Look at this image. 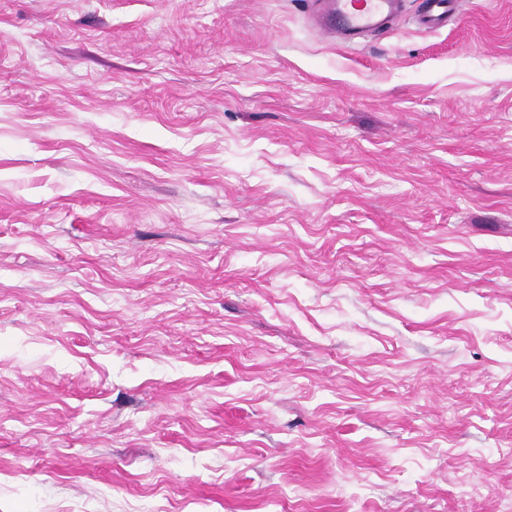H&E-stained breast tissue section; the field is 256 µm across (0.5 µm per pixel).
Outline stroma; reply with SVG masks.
<instances>
[{"label":"stroma","mask_w":512,"mask_h":512,"mask_svg":"<svg viewBox=\"0 0 512 512\" xmlns=\"http://www.w3.org/2000/svg\"><path fill=\"white\" fill-rule=\"evenodd\" d=\"M0 0V512H512V0ZM321 29L336 42L352 43L366 31H379L399 13L403 0H321ZM458 0H421L417 24L427 31H436L448 24V17L457 11Z\"/></svg>","instance_id":"1"}]
</instances>
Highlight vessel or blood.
<instances>
[{
	"label": "vessel or blood",
	"mask_w": 512,
	"mask_h": 512,
	"mask_svg": "<svg viewBox=\"0 0 512 512\" xmlns=\"http://www.w3.org/2000/svg\"><path fill=\"white\" fill-rule=\"evenodd\" d=\"M402 0H322L319 24L330 38L352 42L367 31L380 30L384 21L399 13ZM458 0H421L417 15L420 28L438 30L455 13Z\"/></svg>",
	"instance_id": "obj_1"
}]
</instances>
